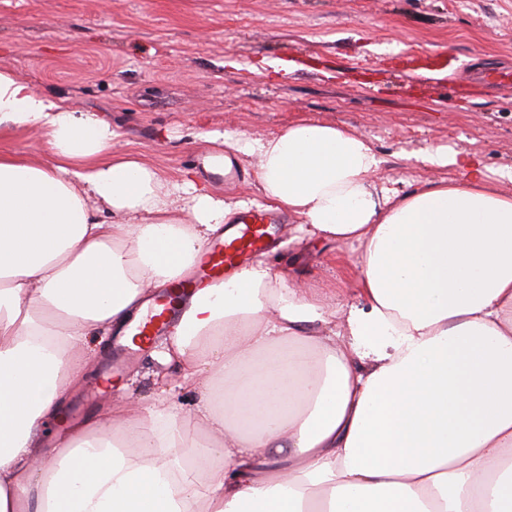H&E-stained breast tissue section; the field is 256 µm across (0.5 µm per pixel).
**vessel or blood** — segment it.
<instances>
[{
    "label": "vessel or blood",
    "instance_id": "obj_1",
    "mask_svg": "<svg viewBox=\"0 0 512 512\" xmlns=\"http://www.w3.org/2000/svg\"><path fill=\"white\" fill-rule=\"evenodd\" d=\"M281 230L277 217L261 210L244 212L229 238L215 239L203 256L195 276L176 288L163 290L148 315L134 329L133 339L116 338L108 376H121L160 337L169 335L179 321L185 298L198 288L229 279L257 254L274 248Z\"/></svg>",
    "mask_w": 512,
    "mask_h": 512
}]
</instances>
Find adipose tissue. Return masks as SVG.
<instances>
[{
    "label": "adipose tissue",
    "instance_id": "adipose-tissue-1",
    "mask_svg": "<svg viewBox=\"0 0 512 512\" xmlns=\"http://www.w3.org/2000/svg\"><path fill=\"white\" fill-rule=\"evenodd\" d=\"M21 130L53 159L0 150V512H512V164L438 146L421 161L457 177L406 193L357 130L223 132L205 169L257 157L299 239L356 249L358 303L335 322L336 292L257 258L161 344L192 416L162 392L50 444L92 337L191 277L239 206L113 157L108 122L0 66V136Z\"/></svg>",
    "mask_w": 512,
    "mask_h": 512
}]
</instances>
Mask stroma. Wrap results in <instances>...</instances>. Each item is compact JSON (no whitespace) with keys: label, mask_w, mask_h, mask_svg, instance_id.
<instances>
[{"label":"stroma","mask_w":512,"mask_h":512,"mask_svg":"<svg viewBox=\"0 0 512 512\" xmlns=\"http://www.w3.org/2000/svg\"><path fill=\"white\" fill-rule=\"evenodd\" d=\"M294 64L287 74L269 61ZM36 89L111 123L114 156H135L171 178L204 170L224 151L209 132L257 138L311 119L356 128L383 160L381 178L409 191L456 177L417 160L445 145L512 163V89L480 76L512 69V0H0V65ZM256 161L225 200L264 206ZM333 244L284 242L291 281H356ZM153 352L107 395L64 394V423L105 419L111 403L147 401L172 378Z\"/></svg>","instance_id":"1"}]
</instances>
